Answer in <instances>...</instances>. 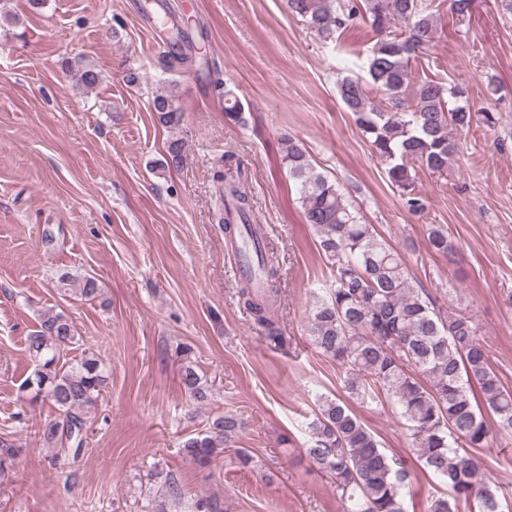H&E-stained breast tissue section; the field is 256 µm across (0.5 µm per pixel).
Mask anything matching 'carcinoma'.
I'll return each instance as SVG.
<instances>
[{
  "label": "carcinoma",
  "mask_w": 512,
  "mask_h": 512,
  "mask_svg": "<svg viewBox=\"0 0 512 512\" xmlns=\"http://www.w3.org/2000/svg\"><path fill=\"white\" fill-rule=\"evenodd\" d=\"M286 3L291 15L326 42L359 21L370 25L376 40L363 70L343 78L337 92L384 162L407 210L423 213L415 167L444 173L459 151L453 133H466L477 122L489 127L497 122L492 112L473 111L465 88L414 76L412 62L426 54L437 34L432 0ZM166 42L165 71L181 73L197 65L210 69L181 27L172 26ZM212 75L213 86L224 97V118L244 124L242 101L224 88L218 71ZM378 94L383 100L376 99ZM152 108L166 128L176 129L183 121L182 107L170 93L155 94ZM281 153L298 187L305 222L317 232L319 249L332 268L327 296L316 302L310 320L312 344L345 369L344 388L350 395L364 402L382 398L405 421L423 468L447 486L432 499L429 512H461L471 504L478 512H505L506 493L485 474L475 450L488 445L492 430L512 431V392L495 373L477 324L466 313L445 314L436 298L412 283L399 252L374 225L363 223L336 182L315 170L301 143L285 137ZM214 178L224 184L218 222L229 241L243 249L256 236L250 227L251 202L223 172ZM428 243L437 254L455 250L441 224L430 225ZM255 255V273L245 278L240 296L266 338L282 346L286 337L270 315L278 293V266L262 246ZM98 293V280L91 276L76 289L88 301ZM76 343L64 314H43L37 330L27 336L34 371L23 383L58 413L43 428V442L65 444L75 458L83 452L89 413L105 383L103 362L93 354L70 366L60 363ZM181 379L197 404L208 402L209 388L192 366L184 367ZM483 406L495 424L484 418ZM243 429L239 417L226 414L214 419L206 432L185 439L182 450L205 467ZM307 429L306 455L330 474L345 512H406L402 489L409 473L381 450L376 435L347 404L320 398Z\"/></svg>",
  "instance_id": "obj_1"
}]
</instances>
